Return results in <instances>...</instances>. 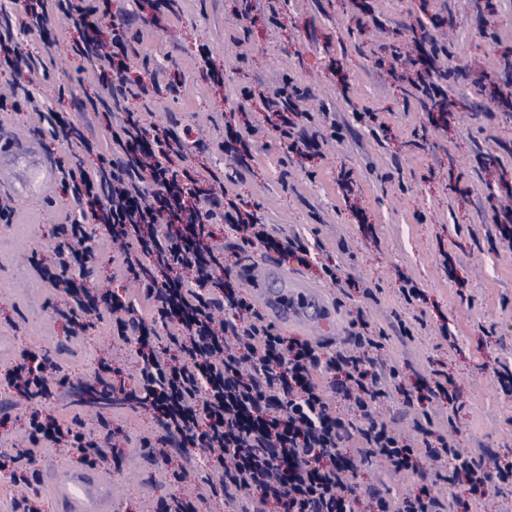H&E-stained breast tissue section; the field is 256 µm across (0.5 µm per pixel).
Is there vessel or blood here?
Returning <instances> with one entry per match:
<instances>
[{
    "label": "vessel or blood",
    "mask_w": 512,
    "mask_h": 512,
    "mask_svg": "<svg viewBox=\"0 0 512 512\" xmlns=\"http://www.w3.org/2000/svg\"><path fill=\"white\" fill-rule=\"evenodd\" d=\"M266 274L246 268V289L267 320L286 326L294 320L328 324L324 303L318 292L295 277H288L275 259L266 258ZM39 486L53 491L60 512H112V490L108 476L99 468L71 471L46 467L37 475Z\"/></svg>",
    "instance_id": "obj_1"
}]
</instances>
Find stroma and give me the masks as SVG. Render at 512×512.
Wrapping results in <instances>:
<instances>
[{
  "label": "stroma",
  "instance_id": "1",
  "mask_svg": "<svg viewBox=\"0 0 512 512\" xmlns=\"http://www.w3.org/2000/svg\"><path fill=\"white\" fill-rule=\"evenodd\" d=\"M238 0H175L161 21L150 6L110 0L103 25L125 19L135 36L131 69L160 68L180 91L150 107L152 122L180 130L204 149L189 166L221 170L232 189L270 224L300 233L313 251L310 267L286 272L316 288L332 311L334 336L315 325L291 329L333 353L336 335L351 333V315L364 308L388 333L385 350L399 371L382 409L398 429L417 414L402 391L431 370L454 380L456 403L432 404L435 434L457 425L458 443L497 458L512 456V393L498 373L512 370V244L491 215L512 186V111L489 96L492 86L512 90V0H282L277 24L239 18ZM16 0H0L24 54L38 63L31 89L43 111L62 114L109 150V120L93 101L105 93L89 62L73 54L78 33L71 19L54 17L45 31L21 24ZM434 39L460 66L443 89L451 104L447 128L431 127L424 106L401 84L376 69L386 48L410 51L414 39ZM306 88L301 108L328 113L341 137L328 140L305 168L293 165L278 133L252 143L250 170L234 176L219 145L226 127L245 131L262 100L283 77ZM375 113L372 123L359 121ZM21 141H36L54 159H80L77 146L51 139L28 108L0 110V127ZM13 182L11 223L0 222V374L20 350L50 353L69 378L66 400L53 407L62 421L90 418L97 408L86 392L98 360L114 345L113 319L104 314L86 335L67 339L51 319L57 296L38 266L52 261V230L70 223L77 208L59 182L41 188L34 158L0 154ZM338 266L357 281L342 294L321 270ZM423 289L424 301L406 304L402 278ZM117 433L119 465L112 475V512H143L146 505L180 495L203 475L192 453L167 448V469L148 460L141 438L155 427L154 413L115 403L105 410ZM185 468L184 483L168 469ZM356 512H374L372 491L401 495L414 485L407 473H359Z\"/></svg>",
  "mask_w": 512,
  "mask_h": 512
}]
</instances>
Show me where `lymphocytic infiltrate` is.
Wrapping results in <instances>:
<instances>
[{
    "label": "lymphocytic infiltrate",
    "instance_id": "lymphocytic-infiltrate-1",
    "mask_svg": "<svg viewBox=\"0 0 512 512\" xmlns=\"http://www.w3.org/2000/svg\"><path fill=\"white\" fill-rule=\"evenodd\" d=\"M73 20L76 42L101 80L112 84L108 112H123L113 128L111 155L89 168L60 166V181L75 202L86 204L79 231L55 229L56 270L46 279L61 301L52 315L69 335L83 333L91 317L125 312L118 337L137 364L135 375L113 383V395L151 404L158 442L195 448L208 473L221 477L225 501L246 499L250 512H354V461L382 460L389 473L416 470L419 455L441 470L405 495L377 498V512H448L449 484L466 479L473 494H486L512 475V463L496 473L478 471L479 453L445 438L412 445L375 415L397 369L377 367L375 351L384 332L363 314L351 322L354 350L327 355L320 346L278 332L244 297L239 284L253 249L271 250L308 265L310 249L300 235H285L263 223L246 202L220 209L209 189L182 167L188 148L180 133L145 126L125 111L129 99L160 88L158 75L133 81L131 36L124 21L102 31L107 0H36L23 26L42 29L49 10ZM305 89L284 82L266 98L267 113L284 109L279 131L287 150L309 158L298 103ZM227 239L217 240L214 224ZM104 225L122 249V263L141 286L150 320L137 318L126 296L100 288L87 243L94 225ZM154 326L145 336V323ZM9 387L25 409L27 448L0 452V470L20 483L33 463V449L52 443L98 466L112 446L109 424L82 418L62 422L43 402L62 396L69 378L47 355L23 351L7 372ZM341 399L356 421L337 419L332 399Z\"/></svg>",
    "mask_w": 512,
    "mask_h": 512
}]
</instances>
